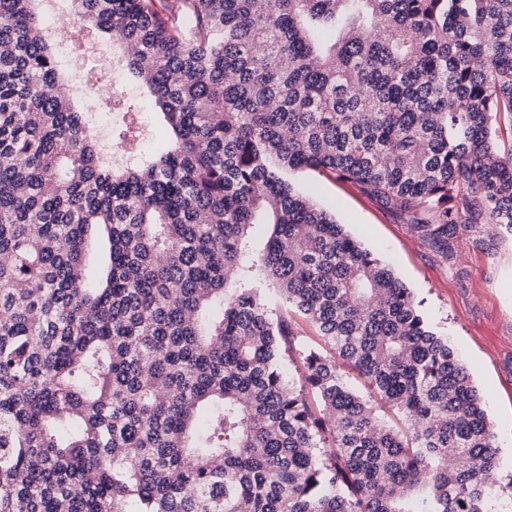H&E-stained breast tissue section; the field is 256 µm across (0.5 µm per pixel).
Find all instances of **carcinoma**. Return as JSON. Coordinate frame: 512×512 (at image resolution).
I'll list each match as a JSON object with an SVG mask.
<instances>
[{"label": "carcinoma", "mask_w": 512, "mask_h": 512, "mask_svg": "<svg viewBox=\"0 0 512 512\" xmlns=\"http://www.w3.org/2000/svg\"><path fill=\"white\" fill-rule=\"evenodd\" d=\"M43 2L0 0V512H488L465 367L285 173L356 184L448 252L512 232V0H67L170 130L119 159ZM268 282L327 346L297 384Z\"/></svg>", "instance_id": "carcinoma-1"}]
</instances>
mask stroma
Masks as SVG:
<instances>
[{
	"label": "stroma",
	"mask_w": 512,
	"mask_h": 512,
	"mask_svg": "<svg viewBox=\"0 0 512 512\" xmlns=\"http://www.w3.org/2000/svg\"><path fill=\"white\" fill-rule=\"evenodd\" d=\"M289 179L414 292L428 323L447 336L479 389L496 435L500 472L512 475V233L472 225L446 256L415 225L357 186L312 170Z\"/></svg>",
	"instance_id": "obj_1"
}]
</instances>
